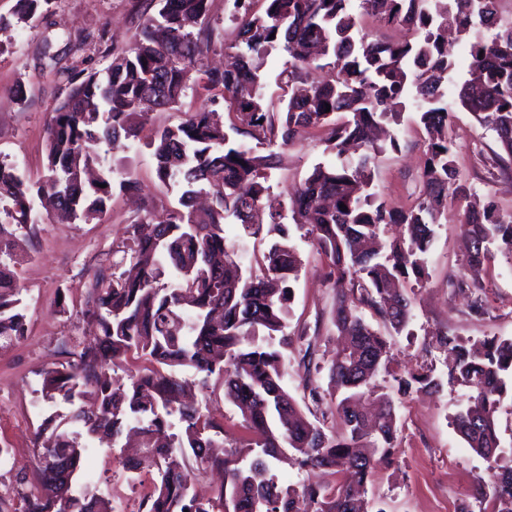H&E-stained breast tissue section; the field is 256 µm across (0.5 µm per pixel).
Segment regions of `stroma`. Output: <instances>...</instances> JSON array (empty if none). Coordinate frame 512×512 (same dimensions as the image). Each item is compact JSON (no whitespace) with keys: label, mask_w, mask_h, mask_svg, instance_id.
<instances>
[{"label":"stroma","mask_w":512,"mask_h":512,"mask_svg":"<svg viewBox=\"0 0 512 512\" xmlns=\"http://www.w3.org/2000/svg\"><path fill=\"white\" fill-rule=\"evenodd\" d=\"M233 0H211L210 20L217 47L210 62L223 61L238 42V28L228 14ZM17 0H0V160L13 164L27 178L44 173L47 122L68 92L73 66L104 68L115 50L125 47L138 25L154 12L153 0H50L40 16L17 22ZM23 96H16V89ZM210 91L197 89L180 109L152 115L140 138L118 148L102 147L100 156L113 168L114 180L132 170L135 189L114 193L98 220L56 224L50 220L24 229L23 260L16 272L26 304V337L0 349V448L9 449V462L0 465V495L11 492L22 478L32 477L38 464L34 429L50 408L37 388L40 374L64 362L65 351L86 339L89 325L80 311L85 289L95 270L109 264L117 246L126 242L137 207L146 204L155 214L177 207V190L162 187L155 177V159L147 143L155 130L178 123L182 114L208 104ZM394 132L401 150L384 154L374 171L373 190L388 210L408 208L420 193L425 138L413 108H406ZM448 136L457 176L469 199L449 203L448 215L436 225L428 254L429 278L415 288L411 335L391 336L392 367L433 369L448 373V358L436 345L437 332L470 340L497 336L512 339V261L492 251L479 278L487 311L475 313L473 295L452 288L448 280L462 275L467 244L460 219L469 203L494 202L512 214V179L492 172L499 151L493 132L482 129L468 112L454 110ZM325 132L304 134L280 151L277 169L270 171L273 192L287 193L319 163L333 162ZM290 239L303 265L293 283L288 333L298 348L314 344L322 368L315 385L328 388L326 367L335 346L331 324L334 291L326 279L328 260L311 235L290 228ZM200 405L224 420V444L242 443L245 432L236 408L225 401L223 387L196 394ZM458 388L446 385L432 395L410 397L400 409L396 448L390 462L379 463L366 489L385 512H450L471 502L474 476L486 473V462L467 448L451 421L462 407ZM119 449L98 445L83 463L77 485L111 499L121 512H137L150 491L149 475L123 468Z\"/></svg>","instance_id":"obj_1"}]
</instances>
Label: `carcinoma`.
<instances>
[{"instance_id":"1","label":"carcinoma","mask_w":512,"mask_h":512,"mask_svg":"<svg viewBox=\"0 0 512 512\" xmlns=\"http://www.w3.org/2000/svg\"><path fill=\"white\" fill-rule=\"evenodd\" d=\"M360 13L412 33L403 42L373 38L358 26ZM49 0H19L18 19H34ZM158 10L136 29L127 48L112 53L98 71L73 68L66 97L46 129V175L26 179L0 160V347L26 335L23 288L14 265L20 230L39 222L34 202L61 224L90 221L112 195V168L95 180L87 170L99 162L101 145L134 142L150 112H169L188 91L221 92L234 115L230 129L270 147H286L311 130L331 127L333 164L319 163L289 196L292 220L313 236L329 259L336 292L333 325L342 336L329 366L331 392L311 386L319 371L312 344L292 347L288 338L292 282L302 261L290 244L282 212L287 203L270 193L268 171L277 154L259 155L245 142L230 145L224 114L215 108L184 113L176 125L159 128L151 147L156 178L180 191L179 207L163 224L142 219L131 225L122 256L98 269L87 288L82 314L96 336L68 351V359L40 373L41 399L65 408L46 416L35 432L39 449L35 484L16 489L21 512H114L112 502L78 490L75 474L99 435L116 442L140 438L143 456L132 468L156 476L137 512H385L363 488L379 460L395 447L397 402L438 390L432 369L399 374L391 368L389 336L408 331L413 299L405 283L427 277L434 226L448 203L464 192L457 182L451 112L461 108L494 132L504 155L494 167L511 175L512 22L500 23V0H264V14L249 16L252 0H233L229 19L242 21L236 63L211 69L204 58L214 47L209 0H157ZM468 46L472 78L448 101L455 64L448 58V22ZM496 28L486 38L479 28ZM275 38H270V35ZM281 49L286 67L277 75L288 97L267 101V56ZM330 111H325V104ZM412 105L425 133L422 190L403 213L386 210L371 191L372 167L396 137L380 144L374 131L398 124ZM363 149L357 161L351 146ZM347 210H340V205ZM241 224L245 235L273 238L261 273L245 271L226 244L224 223ZM398 224L399 236L384 244L381 226ZM466 265L482 268L497 244L512 260V216L493 204L470 210L462 221ZM175 280L160 283L165 268ZM376 316L383 334L365 318ZM450 353L449 380L464 406L453 419L468 448L487 463L475 478L480 504L463 512H512V467L499 465L497 432L503 398L512 392V339L479 341L441 334ZM303 369L313 404L304 413L285 389L288 358ZM188 367L213 380L238 409L248 437L224 449V422L186 400L176 369ZM121 369L127 380L114 376ZM397 383V396L378 384L381 374ZM345 432H326L327 417ZM181 425L170 432L171 419ZM291 448L300 468L335 476L296 490L270 474L269 460ZM224 472V482L204 499L194 491L200 470Z\"/></svg>"}]
</instances>
